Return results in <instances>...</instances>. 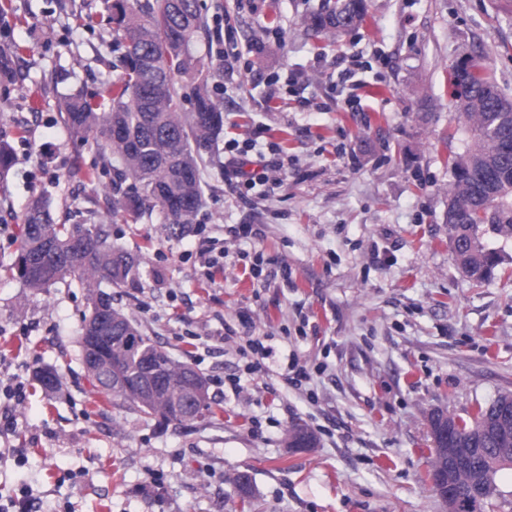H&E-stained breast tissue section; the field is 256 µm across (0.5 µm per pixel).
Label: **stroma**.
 Listing matches in <instances>:
<instances>
[{
    "instance_id": "stroma-1",
    "label": "stroma",
    "mask_w": 512,
    "mask_h": 512,
    "mask_svg": "<svg viewBox=\"0 0 512 512\" xmlns=\"http://www.w3.org/2000/svg\"><path fill=\"white\" fill-rule=\"evenodd\" d=\"M6 2L0 48L21 52L0 85V139L15 156L0 181V260L16 252L35 193L59 223L106 225L140 258L119 307L188 359L222 410L160 426L105 403L81 361L82 288L34 293L1 270L0 388L21 392H0V496L27 486L37 512H445L427 477L430 413L468 420L512 391V239L481 225L497 265L478 285L448 234L447 159L469 137L448 75L483 55L512 98V9L368 0L362 27L319 40L302 20L322 0H202L208 29L193 50L215 53L219 31L241 55L215 80L224 137L255 140L271 166L243 197L223 155L208 160L198 229L171 239L161 218L113 219L112 181L85 179L95 151L71 138L58 107L121 72L102 0ZM80 13L93 27L78 26ZM354 59L365 84L353 110L340 73ZM240 224L254 235L234 238ZM204 234L217 240L208 257ZM249 336L274 349L254 374L239 354ZM290 363L311 379L287 382ZM44 364L62 377L52 394L33 376ZM297 419L315 447L286 446ZM236 472L251 497L230 482Z\"/></svg>"
}]
</instances>
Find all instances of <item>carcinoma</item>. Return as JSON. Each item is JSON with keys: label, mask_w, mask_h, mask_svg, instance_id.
<instances>
[{"label": "carcinoma", "mask_w": 512, "mask_h": 512, "mask_svg": "<svg viewBox=\"0 0 512 512\" xmlns=\"http://www.w3.org/2000/svg\"><path fill=\"white\" fill-rule=\"evenodd\" d=\"M108 22L114 24L115 47L125 50L123 73L108 87V101L73 95L63 104L64 122L82 143L93 142L98 161L87 170L94 183L112 174L122 195L113 214L134 221L150 220L159 211L168 234H189L204 203L205 157L218 150L224 130L222 105L213 94L220 65L190 51L195 36L207 29L200 0H104ZM366 0H324L305 20L315 37L339 36L361 26ZM471 72L451 84L456 108L470 131L464 150L448 158L453 183L448 190V234L458 250L456 261L477 282L488 280L496 265L494 252L476 237L481 224L512 239V100L479 60ZM121 162L112 165V159ZM11 145L0 139V180L13 165ZM16 273L25 287L42 292L60 279L77 281L87 296L80 329L97 321L110 327L108 368L87 369L93 386L105 400H116L146 419L165 423L191 422L212 412L209 391L198 399L185 386L194 367L173 358L142 333L118 307L99 310L95 299L112 296L106 283L123 288L137 281L138 258L112 245L97 224H59L49 200L34 194L19 225V247L0 268ZM47 393L60 389L51 365L34 370ZM506 392L479 407L470 421L437 409L429 422L448 418L453 431L448 447L469 448L468 462L455 473L460 491L457 512H485L504 497L496 476L512 468V420L500 424ZM448 468L443 446L433 448L429 477Z\"/></svg>", "instance_id": "1"}]
</instances>
